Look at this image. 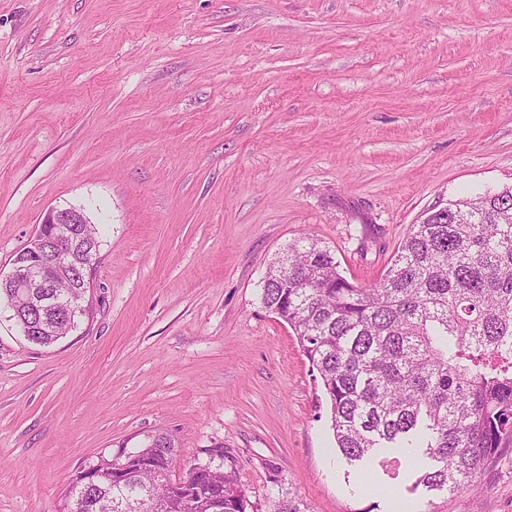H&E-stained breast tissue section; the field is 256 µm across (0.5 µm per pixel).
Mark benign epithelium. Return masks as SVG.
I'll use <instances>...</instances> for the list:
<instances>
[{
	"mask_svg": "<svg viewBox=\"0 0 512 512\" xmlns=\"http://www.w3.org/2000/svg\"><path fill=\"white\" fill-rule=\"evenodd\" d=\"M92 219L83 206L51 208L45 213L23 256L12 260L8 273L0 271L15 295L31 303L27 315H14L22 335L47 327L52 310L88 311L93 294L92 271L99 255L98 243H89L79 225ZM129 478V460L118 459L110 469V480L123 484Z\"/></svg>",
	"mask_w": 512,
	"mask_h": 512,
	"instance_id": "1",
	"label": "benign epithelium"
}]
</instances>
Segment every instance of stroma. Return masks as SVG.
Masks as SVG:
<instances>
[{
  "label": "stroma",
  "instance_id": "35a3bbf8",
  "mask_svg": "<svg viewBox=\"0 0 512 512\" xmlns=\"http://www.w3.org/2000/svg\"><path fill=\"white\" fill-rule=\"evenodd\" d=\"M512 185V0H0V268L44 213L103 227L93 314L49 347L0 313V512L167 435L223 449L256 512H512L397 455L380 493L335 448L318 373L264 308L310 234L379 277L433 207Z\"/></svg>",
  "mask_w": 512,
  "mask_h": 512
}]
</instances>
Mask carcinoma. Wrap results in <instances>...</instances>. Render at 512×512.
<instances>
[{"instance_id":"carcinoma-1","label":"carcinoma","mask_w":512,"mask_h":512,"mask_svg":"<svg viewBox=\"0 0 512 512\" xmlns=\"http://www.w3.org/2000/svg\"><path fill=\"white\" fill-rule=\"evenodd\" d=\"M269 265L261 300L278 311L316 369L330 404L336 448L350 461L382 450L414 460L418 483L474 491L512 447V188L448 202L412 225L379 279L355 285L330 249L302 237ZM122 485L99 480L71 512H247L235 472L214 467L207 492L197 464L179 481L171 439L155 436ZM274 512H308L288 495Z\"/></svg>"}]
</instances>
